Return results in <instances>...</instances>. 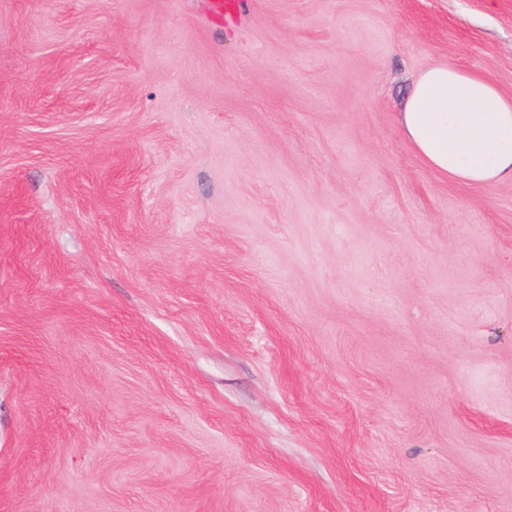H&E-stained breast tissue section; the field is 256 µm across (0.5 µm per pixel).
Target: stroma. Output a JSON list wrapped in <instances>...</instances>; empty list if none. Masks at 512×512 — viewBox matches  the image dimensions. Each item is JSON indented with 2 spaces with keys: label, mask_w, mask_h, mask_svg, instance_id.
<instances>
[{
  "label": "stroma",
  "mask_w": 512,
  "mask_h": 512,
  "mask_svg": "<svg viewBox=\"0 0 512 512\" xmlns=\"http://www.w3.org/2000/svg\"><path fill=\"white\" fill-rule=\"evenodd\" d=\"M512 0H0V512H512V183L430 63ZM398 123L427 166L471 185L512 181V96L435 62L414 81Z\"/></svg>",
  "instance_id": "35a3bbf8"
}]
</instances>
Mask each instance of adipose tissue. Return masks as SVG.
<instances>
[{"label":"adipose tissue","mask_w":512,"mask_h":512,"mask_svg":"<svg viewBox=\"0 0 512 512\" xmlns=\"http://www.w3.org/2000/svg\"><path fill=\"white\" fill-rule=\"evenodd\" d=\"M401 132L438 175L471 185L512 181V96L435 62L414 81Z\"/></svg>","instance_id":"ef3b65f1"}]
</instances>
